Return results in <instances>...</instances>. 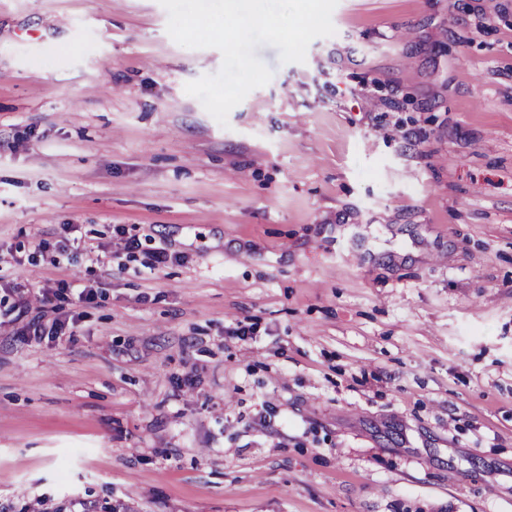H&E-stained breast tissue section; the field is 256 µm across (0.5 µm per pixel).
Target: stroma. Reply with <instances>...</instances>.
Wrapping results in <instances>:
<instances>
[{
	"label": "stroma",
	"mask_w": 512,
	"mask_h": 512,
	"mask_svg": "<svg viewBox=\"0 0 512 512\" xmlns=\"http://www.w3.org/2000/svg\"><path fill=\"white\" fill-rule=\"evenodd\" d=\"M167 20L0 0V512H512V0H339L224 126Z\"/></svg>",
	"instance_id": "35a3bbf8"
}]
</instances>
